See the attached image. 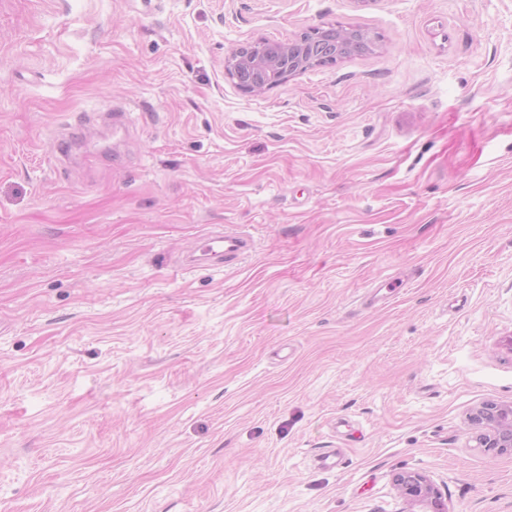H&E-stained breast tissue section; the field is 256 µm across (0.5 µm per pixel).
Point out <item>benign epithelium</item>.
I'll list each match as a JSON object with an SVG mask.
<instances>
[{"mask_svg": "<svg viewBox=\"0 0 512 512\" xmlns=\"http://www.w3.org/2000/svg\"><path fill=\"white\" fill-rule=\"evenodd\" d=\"M336 37L321 45L322 52L338 60L353 55L356 42L367 36L357 28L336 27ZM260 38L234 49L224 59V75L244 95H255L287 82L307 69L320 65L315 53L293 50V43H278L271 53L263 49ZM479 430L481 447L496 455L512 453V405L486 403L469 416ZM395 481L409 501L421 504L437 502V492L430 480L417 471L400 472Z\"/></svg>", "mask_w": 512, "mask_h": 512, "instance_id": "1", "label": "benign epithelium"}]
</instances>
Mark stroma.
<instances>
[{"label": "stroma", "instance_id": "35a3bbf8", "mask_svg": "<svg viewBox=\"0 0 512 512\" xmlns=\"http://www.w3.org/2000/svg\"><path fill=\"white\" fill-rule=\"evenodd\" d=\"M330 24L374 43L225 78ZM490 402L512 0H0V512H512ZM336 31V37L327 40L320 47V54L328 53L334 57L329 63L318 61L313 50L310 54L303 51L297 55L293 50V42H278L273 48L274 51L268 54L263 49L267 40L260 38L250 44L239 46L225 57V78L242 94L255 95L287 82L308 68L335 63L338 59L353 55L355 44L362 37H367L372 44V39L363 30L337 26ZM244 70L262 74L265 82L255 84L244 81L241 76ZM253 249V240L238 232L225 231L221 234L209 235L203 241L201 259L211 266L230 262L241 258ZM480 431L481 447L496 455L512 453V405L486 403L469 416ZM395 481L410 502L421 504L430 500L436 504L437 492L424 474L417 471L400 472Z\"/></svg>", "mask_w": 512, "mask_h": 512}]
</instances>
